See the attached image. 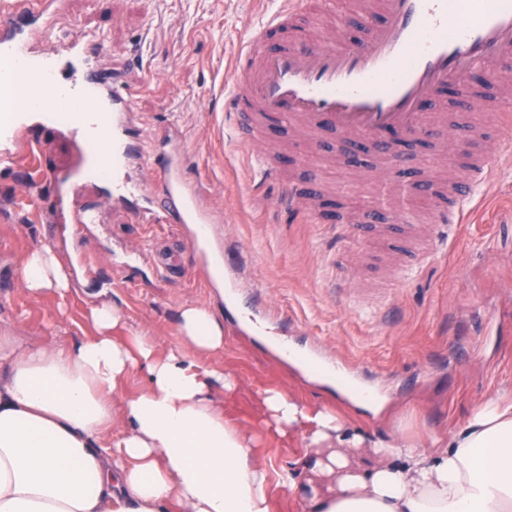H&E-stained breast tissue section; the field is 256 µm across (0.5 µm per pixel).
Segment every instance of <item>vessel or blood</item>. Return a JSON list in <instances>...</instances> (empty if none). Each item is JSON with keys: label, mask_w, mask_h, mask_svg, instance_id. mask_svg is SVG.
<instances>
[{"label": "vessel or blood", "mask_w": 512, "mask_h": 512, "mask_svg": "<svg viewBox=\"0 0 512 512\" xmlns=\"http://www.w3.org/2000/svg\"><path fill=\"white\" fill-rule=\"evenodd\" d=\"M60 12V0H0V168L15 169L25 151L46 155L50 140L32 127L39 111L60 116L56 132L71 134L80 152L68 171L47 173L62 235L97 224V204L79 201L74 191L98 177L109 181L110 199L141 222L188 225L183 252L152 256L156 270L179 273L187 256L197 265H217L219 287L238 294L246 260L226 248L201 189L185 178L180 135L171 132L159 142L135 125L132 97L97 68L105 49L101 35L63 28ZM356 22L361 34L354 37L336 20L335 0L310 8L284 0L238 49L224 95L225 122L237 143L263 144L252 159L261 179L281 180L283 207L333 227L372 224L376 210L337 214L303 181L287 177L289 165L318 155L328 138L371 147L368 183L384 187L398 169L405 190L431 194L437 203L414 254L423 262L447 242L475 185L489 181L512 155V133L489 137L451 126L438 110L450 90L476 82L486 88L489 108L512 106V0H360ZM86 91L101 108L81 104ZM434 127L447 129L457 146L459 173L446 182L433 166L415 167L410 150ZM224 315L259 332L275 323L284 333L291 325L264 303L258 287L242 308H225ZM308 357L347 379L362 377L357 364L327 356L320 345H312Z\"/></svg>", "instance_id": "vessel-or-blood-1"}]
</instances>
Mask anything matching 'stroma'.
<instances>
[{
	"instance_id": "obj_1",
	"label": "stroma",
	"mask_w": 512,
	"mask_h": 512,
	"mask_svg": "<svg viewBox=\"0 0 512 512\" xmlns=\"http://www.w3.org/2000/svg\"><path fill=\"white\" fill-rule=\"evenodd\" d=\"M279 0H67V19L105 37L104 62L122 73L149 133L173 125L182 133L185 174L224 217L223 233L242 248L254 281L295 325L288 336H250L224 328L219 366L237 388L226 412L250 426L269 466L274 512H303L279 474L309 451L304 435H280L266 423L259 394L277 388L309 409L337 407L368 439L404 436L425 449L448 437L473 405L512 397V164L491 183L476 186L464 220L436 258L394 275V257L376 234L339 238L304 215L277 206L280 183L257 182L251 156L224 125L230 60L243 36L279 8ZM34 194H18V172L0 171V329L26 343H76L93 335L87 320L93 294L108 292L125 317L124 335L142 332L169 345L186 303L224 314L196 267L175 277L131 255L145 241L177 248L178 224H139L104 204L101 222L81 243L62 245L71 263L96 257L94 271L67 295L31 297L23 286L21 259L58 242L48 189L39 165L29 162ZM317 182L345 207L372 196L362 171L346 160H317ZM348 278L344 290L330 287ZM313 338L325 350L373 371L397 377L385 410L376 414L337 403L336 386L282 362L273 346L299 348Z\"/></svg>"
}]
</instances>
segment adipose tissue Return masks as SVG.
I'll return each instance as SVG.
<instances>
[{
  "instance_id": "obj_1",
  "label": "adipose tissue",
  "mask_w": 512,
  "mask_h": 512,
  "mask_svg": "<svg viewBox=\"0 0 512 512\" xmlns=\"http://www.w3.org/2000/svg\"><path fill=\"white\" fill-rule=\"evenodd\" d=\"M22 265L30 296L70 287L52 248ZM89 319L94 336L73 344L0 336V512H273L255 435L224 413L234 384L215 364V314L183 306L164 348L122 336L113 303ZM134 376L143 386L129 396ZM261 402L280 434L308 431L310 453L280 475L305 512H512L511 399L476 405L431 452L365 440L281 390Z\"/></svg>"
}]
</instances>
